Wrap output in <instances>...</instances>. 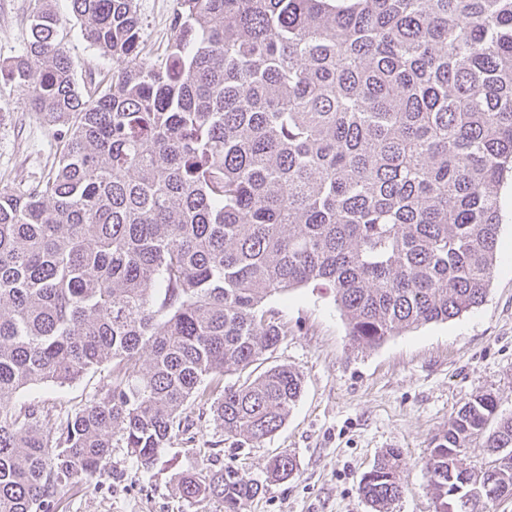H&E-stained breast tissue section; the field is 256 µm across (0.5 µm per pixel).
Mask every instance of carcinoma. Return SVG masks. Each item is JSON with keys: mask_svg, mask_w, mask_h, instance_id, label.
<instances>
[{"mask_svg": "<svg viewBox=\"0 0 512 512\" xmlns=\"http://www.w3.org/2000/svg\"><path fill=\"white\" fill-rule=\"evenodd\" d=\"M71 4L116 64L109 84L77 83L49 0L7 65L65 131L45 181L0 188V512H56L116 444L150 467L191 398L214 399L227 433H275L300 373L221 385L286 336L272 295L331 289L369 347L477 308L512 179V0H176L159 65L134 0ZM107 366L74 411L16 407ZM477 444L493 466L466 471ZM502 448L512 415L477 395L433 439L430 486L460 498L491 480L508 494L466 512H494L512 499ZM399 460L388 448L362 478L373 512L401 498ZM180 487L224 512L261 491L231 468Z\"/></svg>", "mask_w": 512, "mask_h": 512, "instance_id": "carcinoma-1", "label": "carcinoma"}]
</instances>
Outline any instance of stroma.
Returning a JSON list of instances; mask_svg holds the SVG:
<instances>
[{
    "mask_svg": "<svg viewBox=\"0 0 512 512\" xmlns=\"http://www.w3.org/2000/svg\"><path fill=\"white\" fill-rule=\"evenodd\" d=\"M142 56H165L175 0H136ZM32 0H0V187L31 188L46 179L58 158L59 132L30 108L25 91L3 67L23 55ZM79 82L108 79L114 64L83 37L70 0H52ZM503 223L497 264L484 302L469 313L390 337L377 347H357L332 293L305 287L268 298L265 307L288 329L275 350L252 366L225 374L241 384L276 365L298 371L303 392L285 424L256 443L226 434L210 406L188 401L187 421L158 452L151 468L138 467L126 449H113L109 476L66 488L57 512H224L215 498L196 503L181 493V476L227 467L263 485L240 512H372L359 492L363 475L389 448L401 451L405 487L394 512H441L423 461L433 438L476 395L497 396L499 412L512 415V184L501 190ZM109 380L89 373L59 386L23 390L17 406L74 409ZM286 453L295 473L273 480L269 460Z\"/></svg>",
    "mask_w": 512,
    "mask_h": 512,
    "instance_id": "obj_1",
    "label": "stroma"
}]
</instances>
